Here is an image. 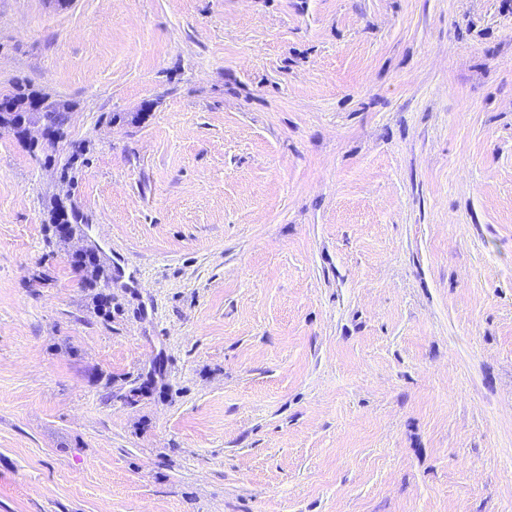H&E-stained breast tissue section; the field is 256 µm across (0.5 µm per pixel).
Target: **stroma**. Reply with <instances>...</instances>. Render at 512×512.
Returning <instances> with one entry per match:
<instances>
[{
  "instance_id": "obj_1",
  "label": "stroma",
  "mask_w": 512,
  "mask_h": 512,
  "mask_svg": "<svg viewBox=\"0 0 512 512\" xmlns=\"http://www.w3.org/2000/svg\"><path fill=\"white\" fill-rule=\"evenodd\" d=\"M17 83L0 512H512V0H0ZM34 100H40L43 103L40 112H37V120L41 122L52 138H62L65 134L64 127L70 119V112H72V107L69 104L50 101L47 95L23 84H15L12 89L0 92V101L19 107Z\"/></svg>"
}]
</instances>
